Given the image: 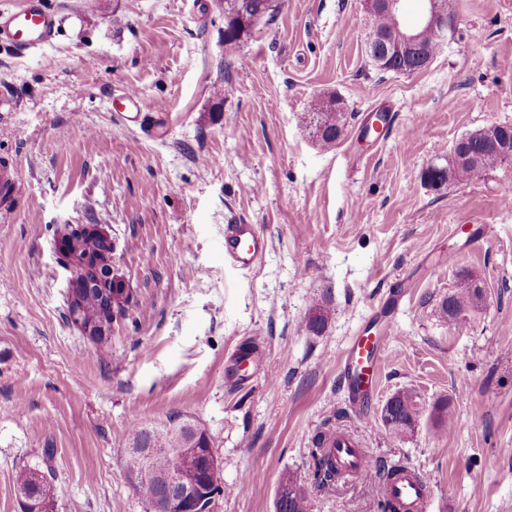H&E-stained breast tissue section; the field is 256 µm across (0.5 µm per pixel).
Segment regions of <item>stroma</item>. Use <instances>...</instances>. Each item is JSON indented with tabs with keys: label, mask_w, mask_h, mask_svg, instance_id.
<instances>
[{
	"label": "stroma",
	"mask_w": 512,
	"mask_h": 512,
	"mask_svg": "<svg viewBox=\"0 0 512 512\" xmlns=\"http://www.w3.org/2000/svg\"><path fill=\"white\" fill-rule=\"evenodd\" d=\"M44 3L51 43L0 41V164L19 170L0 207V512H20L14 476L47 448L53 512H149L118 450L179 415L223 467L211 512H276L288 474L309 512H378V481H312V440L336 426L422 473L431 512H512V173L423 178L464 135L512 124V0H454L447 48L410 74L372 65L359 0H281L233 48L224 0ZM331 94L347 123L325 149L305 123ZM376 111L384 130L363 136ZM231 220L268 239L254 269L224 260ZM61 224L112 234L130 304L106 350L67 318ZM464 270L487 303L452 334L436 306ZM366 326L385 349L360 407L343 358ZM247 344L261 363L231 376ZM400 390L447 403V432L385 430Z\"/></svg>",
	"instance_id": "stroma-1"
}]
</instances>
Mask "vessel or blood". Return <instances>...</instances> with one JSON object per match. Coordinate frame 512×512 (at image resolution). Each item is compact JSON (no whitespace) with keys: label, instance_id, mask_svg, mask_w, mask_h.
Here are the masks:
<instances>
[{"label":"vessel or blood","instance_id":"vessel-or-blood-1","mask_svg":"<svg viewBox=\"0 0 512 512\" xmlns=\"http://www.w3.org/2000/svg\"><path fill=\"white\" fill-rule=\"evenodd\" d=\"M57 19L43 0H23L19 10L0 13V36L8 39L19 54H26L51 42L56 34ZM268 250V241L253 224L235 221L224 226V259L240 269L256 267ZM383 337L359 330L353 336L345 357L346 380L354 400L368 398L374 388ZM344 480H364L370 477L373 465L359 441L343 428L326 436ZM384 498L398 504L400 512H430L433 501L431 486L412 472L404 471L387 481Z\"/></svg>","mask_w":512,"mask_h":512}]
</instances>
